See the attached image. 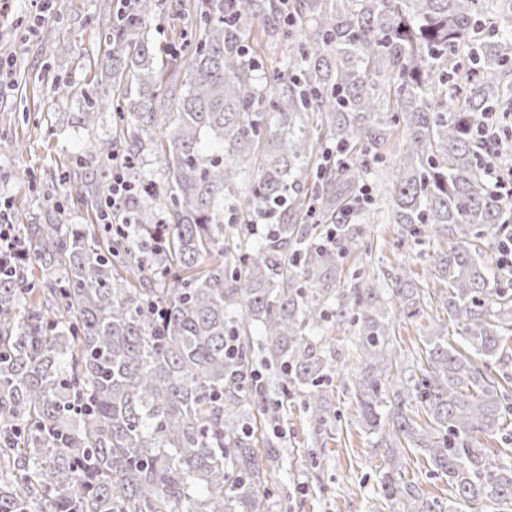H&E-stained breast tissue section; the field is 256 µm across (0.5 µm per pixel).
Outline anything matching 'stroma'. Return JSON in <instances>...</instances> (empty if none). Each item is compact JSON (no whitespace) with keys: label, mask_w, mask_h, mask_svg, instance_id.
I'll use <instances>...</instances> for the list:
<instances>
[{"label":"stroma","mask_w":512,"mask_h":512,"mask_svg":"<svg viewBox=\"0 0 512 512\" xmlns=\"http://www.w3.org/2000/svg\"><path fill=\"white\" fill-rule=\"evenodd\" d=\"M122 0H58V7L30 33L37 8L30 0H12L0 13V204L13 208L19 223H43L49 199L66 210L70 224L96 221L95 197L102 188L98 163L90 151L99 137L110 133L111 122L97 128L83 125L87 97L110 94L112 76L101 71L97 58ZM89 185L84 199L69 196L65 175ZM399 227L386 217L363 226L357 249L341 259L337 287L364 271L385 279L387 272L408 263L423 274L433 249H408L398 244ZM436 303H426L419 316L393 319V347L398 354L395 377L418 373L425 334L445 321ZM335 365L324 389L329 400L325 431L315 433L297 403H289L279 434H272L263 416H256L258 446L275 440L282 459L268 478L273 512H400L384 500L378 474L387 464L384 449L365 433L355 416L351 372L355 366L354 330L346 322H329L319 339ZM405 476L425 494L435 497L443 512H476L471 503L448 493L447 478L434 475L426 459L411 454Z\"/></svg>","instance_id":"stroma-1"}]
</instances>
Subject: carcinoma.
<instances>
[{
  "mask_svg": "<svg viewBox=\"0 0 512 512\" xmlns=\"http://www.w3.org/2000/svg\"><path fill=\"white\" fill-rule=\"evenodd\" d=\"M163 7L183 0L118 11L98 62L126 147L93 145L127 171L151 148L163 201L132 196L121 225L15 224L0 255V512H272L278 449L259 452L252 423L292 398L327 423L332 365L314 339L331 316L354 326L356 416L387 450L385 497L437 512L402 473L409 450L458 499L512 512V468L476 441L512 418L492 372L512 360V279L483 249L512 238V200L476 132L492 115L512 138V0H196L178 45L158 48L146 28ZM256 18L288 47L278 70L250 40ZM160 54L179 58L182 90ZM85 109L101 122L103 102ZM386 166L401 244L447 243L426 266L447 320L406 383L391 377L393 314L422 309L417 273L324 284L361 243L355 185Z\"/></svg>",
  "mask_w": 512,
  "mask_h": 512,
  "instance_id": "cac0c4a2",
  "label": "carcinoma"
}]
</instances>
